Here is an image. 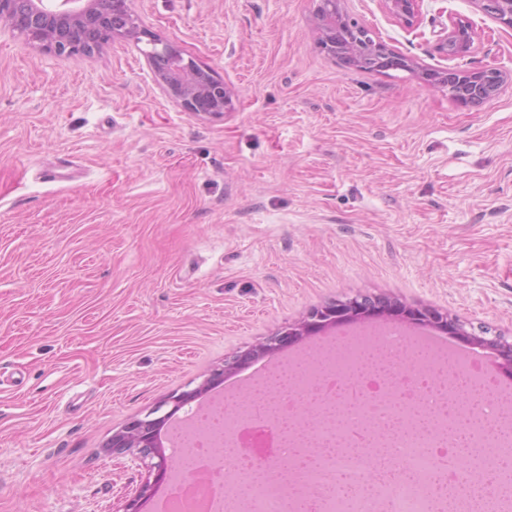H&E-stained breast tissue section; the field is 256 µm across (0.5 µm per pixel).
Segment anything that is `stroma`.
<instances>
[{"instance_id":"1","label":"stroma","mask_w":512,"mask_h":512,"mask_svg":"<svg viewBox=\"0 0 512 512\" xmlns=\"http://www.w3.org/2000/svg\"><path fill=\"white\" fill-rule=\"evenodd\" d=\"M209 69L224 114L170 101L133 45L57 57L0 34V512H118L144 473L113 431L358 293L512 340V86L462 108L347 69L316 0H133ZM348 15L421 65L512 67L472 0ZM471 57L436 49L451 19ZM421 0H382L385 12L397 21L411 25L419 13Z\"/></svg>"}]
</instances>
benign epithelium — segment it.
Instances as JSON below:
<instances>
[{"label":"benign epithelium","mask_w":512,"mask_h":512,"mask_svg":"<svg viewBox=\"0 0 512 512\" xmlns=\"http://www.w3.org/2000/svg\"><path fill=\"white\" fill-rule=\"evenodd\" d=\"M421 0H382L385 12L397 21L411 25L419 13ZM20 0H0V24L15 32L31 45L45 53L55 56H90L99 51L114 38H122L134 45L147 41L150 49L143 51L150 66L155 84L173 102L186 112L196 115H211L224 112L230 100L224 92V84L217 80L211 71L198 66L193 60L186 59L175 43L166 41L152 33L142 17L131 7L130 0H111L108 12L99 8V0H27L25 11L19 9ZM327 6L330 17H316L318 46L329 56L336 54V45L327 37V30L336 20L348 21L343 9V0H319ZM484 14L492 17L505 27L512 29V0H474ZM354 38L349 40L346 49L354 54L396 60L407 70L430 85L440 86L441 74L424 67L417 61L397 53L381 40L361 42L359 26L351 24ZM475 33L471 24L462 19L451 22L439 35L438 52L455 58H465L474 51ZM457 74L471 84L472 93L457 100L462 108L479 106L493 99L506 84H512V69L500 68H462ZM377 322L382 326L392 325L402 329L428 327L442 336H450L472 348L488 350L492 353V363L498 377L512 381V341L502 336L489 338L469 332L457 317L431 307H418L406 304L390 297L354 296L345 300H334L313 309L302 321L291 324L285 329L268 337L264 342L248 351L224 360V366L214 370L201 385L192 391L173 395L142 417L135 416L127 420L106 441L104 451L114 458L129 457L147 470V477L134 492L126 497L120 512H142L143 504L152 497L155 488L171 479V473L178 471L180 478L191 477V468L187 463L175 460L160 441L159 433L165 422L179 410L201 400L224 380V375L238 369L248 361L263 355H272L282 351L299 350L310 345L316 336L335 331L350 323ZM274 402L268 396L261 404L256 399L249 401L250 408L257 414L263 426H269L277 437L285 443L299 440L303 444L298 454L287 460L274 458L256 463L250 469L256 481L248 484V490H254L273 479L272 472H289L293 476L285 495L287 501L297 505L296 512H317L320 502L338 494L352 499L358 495L370 497L382 484L380 477L372 475L362 491H354L331 481L319 496H307L299 490L307 483L309 465L316 458L329 462L336 453L363 452L365 455H377L379 448H352L341 428V418L336 408L328 409L330 432L326 435L311 437V427L295 424L288 414L282 413L275 420H267L269 413L266 405ZM172 404L169 412L161 417L154 414L167 404ZM482 396L473 394L469 401L454 400L449 408L426 417L421 413L405 411L395 418L405 425V432H416L423 428L430 432L438 428V422L447 420L448 433L459 438L461 428L471 426L469 435L484 436L495 430L494 424L486 423L484 428L476 429L473 421L481 414ZM395 429L394 433L403 432ZM388 430L384 434L392 433ZM460 479L457 486L476 491L478 505L472 498L452 493L448 490V480L442 468L434 464L427 474V483L432 491L431 503L446 502L450 512H503L505 506L512 503V460L504 459L500 467L487 472L473 462L460 466Z\"/></svg>","instance_id":"obj_1"}]
</instances>
